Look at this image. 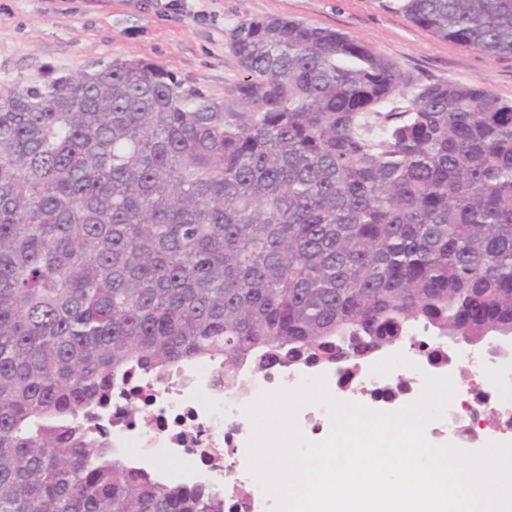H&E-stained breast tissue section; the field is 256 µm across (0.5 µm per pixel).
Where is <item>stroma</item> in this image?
Listing matches in <instances>:
<instances>
[{"mask_svg": "<svg viewBox=\"0 0 512 512\" xmlns=\"http://www.w3.org/2000/svg\"><path fill=\"white\" fill-rule=\"evenodd\" d=\"M0 0V83L51 69L85 71L144 58L220 98L240 70L226 34L240 20L281 16L369 43L412 80H448L512 99V56L492 58L413 24L398 0Z\"/></svg>", "mask_w": 512, "mask_h": 512, "instance_id": "obj_1", "label": "stroma"}]
</instances>
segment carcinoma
<instances>
[{"mask_svg": "<svg viewBox=\"0 0 512 512\" xmlns=\"http://www.w3.org/2000/svg\"><path fill=\"white\" fill-rule=\"evenodd\" d=\"M400 10L512 55V0ZM227 44L221 99L135 58L0 89V512H224L86 436L133 366L512 336V99L282 17Z\"/></svg>", "mask_w": 512, "mask_h": 512, "instance_id": "cac0c4a2", "label": "carcinoma"}]
</instances>
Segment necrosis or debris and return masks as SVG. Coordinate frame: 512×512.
Wrapping results in <instances>:
<instances>
[{"mask_svg":"<svg viewBox=\"0 0 512 512\" xmlns=\"http://www.w3.org/2000/svg\"><path fill=\"white\" fill-rule=\"evenodd\" d=\"M414 336L424 345L419 360L395 367L367 364L340 373L332 365L310 369L284 363L260 373L245 366L240 375L255 394L293 390L315 375L325 377L329 392L351 393L366 405L392 406L416 400L424 376L444 371L463 397L448 405L430 429L431 437L478 426L490 414L498 424L512 428V401L500 395L503 364L466 358L419 330ZM223 379L224 368L218 361L184 363L163 374L131 371L127 379L114 384L105 404L91 408L88 424L113 458L151 471L157 480L170 477L159 457L177 461L180 482L218 496L224 512H273V494L248 469L251 426L243 412L247 401L240 390L225 387Z\"/></svg>","mask_w":512,"mask_h":512,"instance_id":"1","label":"necrosis or debris"}]
</instances>
